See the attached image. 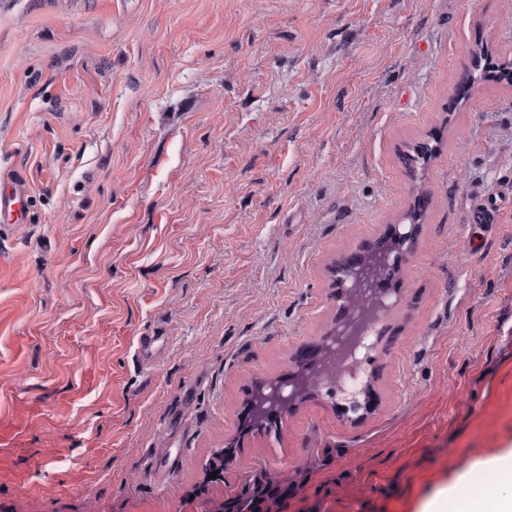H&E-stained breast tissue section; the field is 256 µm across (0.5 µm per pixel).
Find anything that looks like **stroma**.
<instances>
[{
	"mask_svg": "<svg viewBox=\"0 0 512 512\" xmlns=\"http://www.w3.org/2000/svg\"><path fill=\"white\" fill-rule=\"evenodd\" d=\"M481 48L512 62V0H0V177L33 196L0 224V512H208L259 474L287 512L503 489L512 201L470 213L512 186V86L471 82ZM395 225L376 405L248 425L334 329L336 261Z\"/></svg>",
	"mask_w": 512,
	"mask_h": 512,
	"instance_id": "obj_1",
	"label": "stroma"
}]
</instances>
